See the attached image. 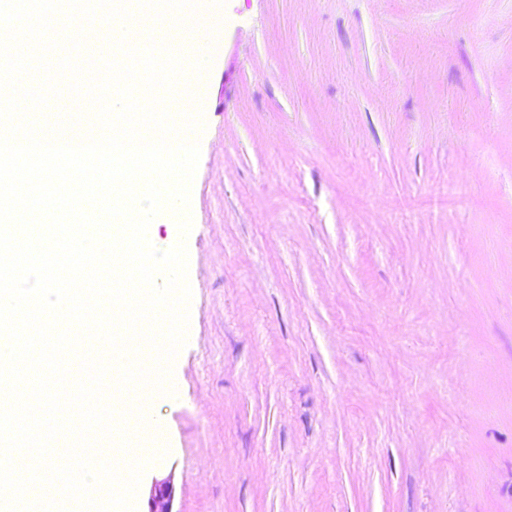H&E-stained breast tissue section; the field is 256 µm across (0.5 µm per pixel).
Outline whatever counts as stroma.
I'll list each match as a JSON object with an SVG mask.
<instances>
[{"label":"stroma","instance_id":"stroma-1","mask_svg":"<svg viewBox=\"0 0 512 512\" xmlns=\"http://www.w3.org/2000/svg\"><path fill=\"white\" fill-rule=\"evenodd\" d=\"M215 15L136 512H512V0ZM174 487L171 477L156 479L150 487L146 512H176L173 511Z\"/></svg>","mask_w":512,"mask_h":512}]
</instances>
